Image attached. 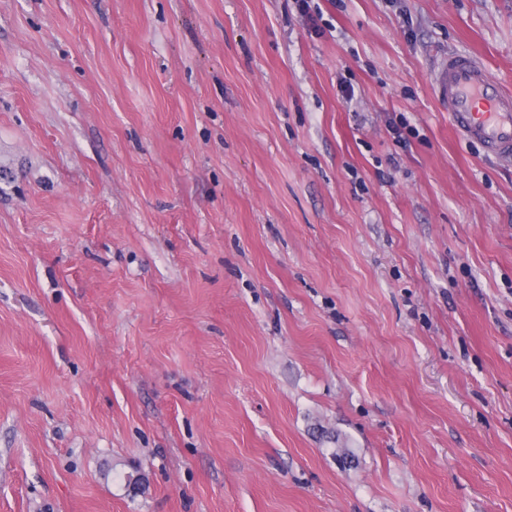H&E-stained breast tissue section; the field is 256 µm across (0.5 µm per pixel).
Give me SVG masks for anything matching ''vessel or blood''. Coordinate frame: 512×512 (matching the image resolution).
Returning <instances> with one entry per match:
<instances>
[{
    "label": "vessel or blood",
    "instance_id": "obj_1",
    "mask_svg": "<svg viewBox=\"0 0 512 512\" xmlns=\"http://www.w3.org/2000/svg\"><path fill=\"white\" fill-rule=\"evenodd\" d=\"M435 90L459 138L480 144L489 157L512 158V90L481 60L450 53L438 71Z\"/></svg>",
    "mask_w": 512,
    "mask_h": 512
}]
</instances>
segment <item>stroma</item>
<instances>
[{"instance_id": "obj_1", "label": "stroma", "mask_w": 512, "mask_h": 512, "mask_svg": "<svg viewBox=\"0 0 512 512\" xmlns=\"http://www.w3.org/2000/svg\"><path fill=\"white\" fill-rule=\"evenodd\" d=\"M311 8L0 0V512H512V0ZM435 90L459 138L480 144L491 158H512V90L481 60L449 53L436 76Z\"/></svg>"}]
</instances>
